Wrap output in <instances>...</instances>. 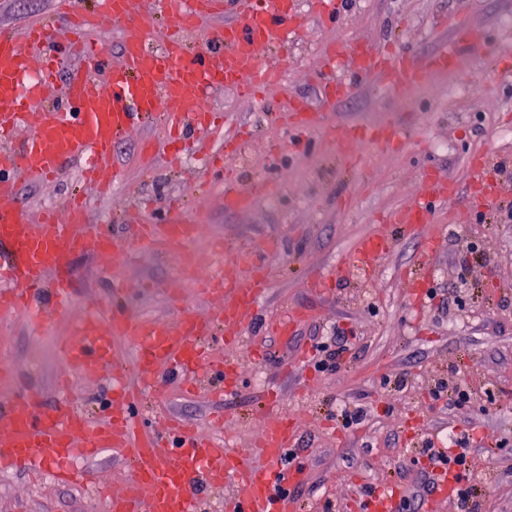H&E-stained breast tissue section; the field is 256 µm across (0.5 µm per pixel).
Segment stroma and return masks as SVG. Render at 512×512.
Here are the masks:
<instances>
[{"label":"stroma","mask_w":512,"mask_h":512,"mask_svg":"<svg viewBox=\"0 0 512 512\" xmlns=\"http://www.w3.org/2000/svg\"><path fill=\"white\" fill-rule=\"evenodd\" d=\"M457 13L490 37L482 54L462 58L453 71L431 77L424 101L402 94L385 98L365 85L335 104L323 100L318 84L308 79L309 67L330 40L362 35L392 42L398 49L427 52L437 40L448 38L443 21ZM510 17L512 0H353L336 27L311 21L289 51L288 77L280 92L267 96L262 106L228 88L209 97L212 107L235 113L252 129L251 141L232 164L243 184L258 178L276 184L277 203L262 197L247 211L225 212L218 193L221 179L206 166V136L194 133L193 152L173 169L167 163V141L155 124L133 129L117 143V182L109 195L92 200L89 224L119 237L128 225L161 221L167 198L188 200V217L204 224L192 249L207 265L213 262L208 248L213 240L242 250L261 248L271 235L286 242V250L270 263L259 320L246 329L241 346L224 353L241 369L237 389L221 396L213 381L206 380L199 392L186 394L173 380L165 388L163 408L200 430L208 429L215 410H223L225 430L242 443L262 426L263 394L279 390L285 409L296 416L297 445L308 464L305 485L310 492L299 499L298 512H322L327 501L332 512H351L363 487L408 485L425 441L445 448L450 435L464 432L476 438L470 457L481 512H512V223H495L492 211L477 207L465 223L449 224L444 205L438 204L435 223L399 237L378 259L371 278L352 273L331 294L316 293L307 285L313 273L331 267L393 209L413 200L425 167L464 187L473 177L468 155L492 152L495 165L502 168L503 198L512 202V48L499 38ZM463 83L475 88L465 98L453 92ZM295 97L327 113L334 125L389 123L410 129L413 136L398 150L369 149L361 169L354 171L321 132L308 134L303 146L289 145L271 114ZM148 137L155 142L156 155L149 171L137 163L140 145ZM79 187L72 165L52 182L20 181L19 200L35 220L42 208L61 206ZM429 235L440 242L430 285L443 289L446 304L427 300L415 309L401 274L417 262L421 239ZM472 242L482 258L460 272L458 255ZM68 268L74 298L65 311L51 314L39 329L21 315L0 327V362L16 373L14 383L0 382V405L19 389L55 403L62 343L87 303L108 300L112 294V283L95 255H74ZM114 273L128 285L129 311L142 316L164 319L176 309L202 312L210 304L190 276L180 275L174 256L144 249L135 263ZM175 277L182 284L176 307L152 288ZM287 306L304 309L309 322L286 341L267 335L264 317ZM316 325L353 333V350L331 374L315 372L308 360L283 372L284 359L312 352L310 331ZM441 380L467 386L470 403L453 410L435 403L430 390ZM69 391L75 407L97 416L110 383L74 374ZM358 406L367 412L365 421L343 427L342 410ZM0 512H106V505L83 485L0 472Z\"/></svg>","instance_id":"stroma-1"}]
</instances>
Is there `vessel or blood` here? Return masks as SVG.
<instances>
[{
  "label": "vessel or blood",
  "instance_id": "obj_1",
  "mask_svg": "<svg viewBox=\"0 0 512 512\" xmlns=\"http://www.w3.org/2000/svg\"><path fill=\"white\" fill-rule=\"evenodd\" d=\"M94 12L84 11L81 0H59L58 11L72 37L63 44L51 41L46 23L35 21L23 29L0 32V315L27 314L33 326H41L50 307L65 310L72 300L70 276L64 259L90 252L110 264L114 251L134 258L141 247L154 252L184 256L198 239V221L173 219L165 224L132 226L124 240L91 230L87 204L71 198L65 215L44 211L30 220L18 199V179L46 181L62 175L67 166L81 164L85 181L102 192L116 181L114 147L121 136L151 122L164 125L171 134L202 128L218 136L216 158L239 153L244 131L234 114L206 108L210 92L233 88L245 95L267 92L283 82L286 66L272 65L267 54L284 47L293 35L313 19L332 25L347 8L348 0H157L166 23L167 38L150 48L145 38L147 23L137 0H96ZM223 24L206 39L201 50L188 47V38L205 20ZM122 24L125 36L118 62H110L107 45L89 40L91 31ZM451 35L433 51L418 55L373 43L361 36L332 41L318 60L313 78L321 84L324 99H348L363 85L375 84L384 96L402 87L425 82L448 70L467 54H477L487 40L483 29L453 15ZM83 63L69 72L61 99L46 101L45 93L60 67L73 58ZM291 133L315 129L329 131L337 155L357 166L360 143L386 149L401 148L405 132L394 125L372 127L330 126L325 113L313 111L306 100L295 99L285 115ZM29 135L14 137L20 129ZM474 173L466 190L432 169H425L417 196L396 208L387 223L360 240L333 267L314 275L310 288L335 290L352 272L373 275L378 258L389 251L398 236L410 235L419 225L433 221L432 206L440 200L460 199L454 212L464 221L473 201H499L501 186L492 175L488 153L471 156ZM262 182L239 184L224 180L225 211L249 210L264 191ZM438 249L433 238L421 244L417 263L401 281L412 301H419L428 284V258ZM282 242L271 236L261 250L225 256L218 272L201 275L199 291L212 304L201 315L184 313L174 319H156L130 313L123 301V285L112 283V300L91 305L62 348L67 366L87 378H112L108 404L112 418L94 423L66 400L45 404L36 394L22 390L0 410V468L32 474L49 473L61 483L83 481L77 459H93L108 449H119L129 464L131 482L109 489L110 512H199L200 487H230L234 512H296L289 492L302 484L305 470L285 464L284 452L294 445L292 421L277 396L262 404L263 426L248 446L223 436V416L214 429L201 432L169 413L162 429L146 426L138 411L158 399L167 377L184 381L194 390L202 375L224 386H233L237 369L209 361L215 344H238L242 332L257 317L258 300L267 289L263 275ZM300 308L287 310L269 322L266 332L288 338L307 320ZM124 337L134 349L133 362L120 360L112 340ZM454 474L439 473L431 503L455 497ZM404 495L391 484L370 497L365 512H397Z\"/></svg>",
  "mask_w": 512,
  "mask_h": 512
}]
</instances>
